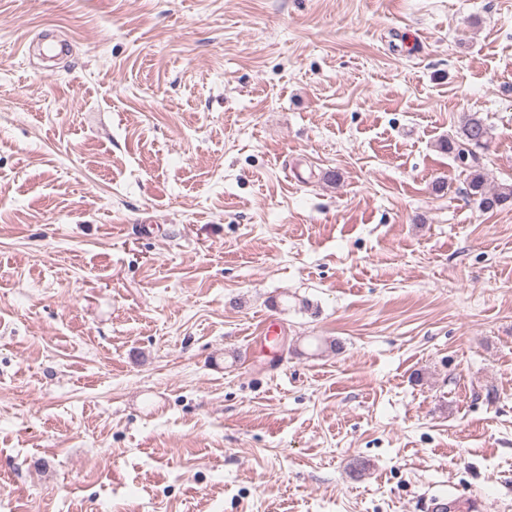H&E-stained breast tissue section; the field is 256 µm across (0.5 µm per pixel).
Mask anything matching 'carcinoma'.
I'll use <instances>...</instances> for the list:
<instances>
[{
    "mask_svg": "<svg viewBox=\"0 0 512 512\" xmlns=\"http://www.w3.org/2000/svg\"><path fill=\"white\" fill-rule=\"evenodd\" d=\"M491 139L489 126L479 113L473 112L463 117L456 134L442 144V148L452 154L467 172L466 194L482 211L512 205V185L489 187L481 167L477 150L487 148Z\"/></svg>",
    "mask_w": 512,
    "mask_h": 512,
    "instance_id": "1",
    "label": "carcinoma"
}]
</instances>
